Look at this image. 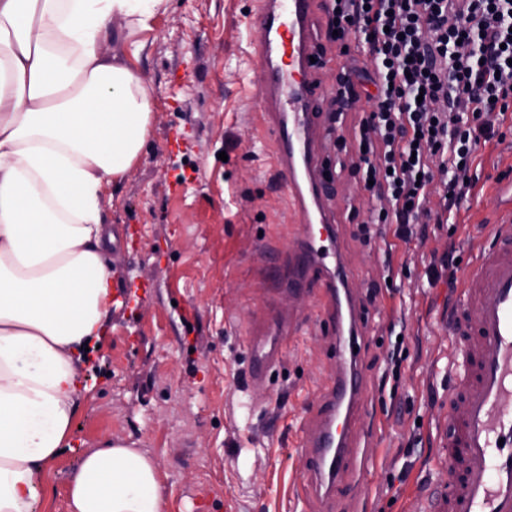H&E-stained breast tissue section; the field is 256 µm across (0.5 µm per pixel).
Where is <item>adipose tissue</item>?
Returning <instances> with one entry per match:
<instances>
[{
	"label": "adipose tissue",
	"mask_w": 512,
	"mask_h": 512,
	"mask_svg": "<svg viewBox=\"0 0 512 512\" xmlns=\"http://www.w3.org/2000/svg\"><path fill=\"white\" fill-rule=\"evenodd\" d=\"M170 0H0V512H34L71 447L82 365L112 309L104 184L142 150L153 97L108 57ZM70 512H165L156 461L122 442L84 451Z\"/></svg>",
	"instance_id": "adipose-tissue-1"
}]
</instances>
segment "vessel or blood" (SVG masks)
Returning a JSON list of instances; mask_svg holds the SVG:
<instances>
[{
	"mask_svg": "<svg viewBox=\"0 0 512 512\" xmlns=\"http://www.w3.org/2000/svg\"><path fill=\"white\" fill-rule=\"evenodd\" d=\"M315 0H259L249 46L266 69L256 96L275 147L285 195L302 233L271 278L280 294L313 290L326 335L336 349L337 375L326 384L321 409L303 446L321 488L334 485L353 445L351 425L368 397L359 363L360 300L336 244L335 213L324 196L325 152L320 105L333 89L318 82ZM450 318L457 359L448 399V434L441 445L463 462L461 477L436 489L417 512H512V210L479 232ZM293 320L266 311L248 332V382L259 385L280 361Z\"/></svg>",
	"mask_w": 512,
	"mask_h": 512,
	"instance_id": "1",
	"label": "vessel or blood"
}]
</instances>
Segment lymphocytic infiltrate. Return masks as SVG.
<instances>
[{
    "instance_id": "f902f5d3",
    "label": "lymphocytic infiltrate",
    "mask_w": 512,
    "mask_h": 512,
    "mask_svg": "<svg viewBox=\"0 0 512 512\" xmlns=\"http://www.w3.org/2000/svg\"><path fill=\"white\" fill-rule=\"evenodd\" d=\"M327 28L361 33L373 70L339 77L342 107L355 82L373 86L354 144L334 140L328 176L351 170L361 190L383 200L361 225L364 240L393 226L408 242L416 215L437 226L457 222L477 175L482 145L512 110V0H328ZM357 160L346 163L347 151ZM442 188L429 209L427 188Z\"/></svg>"
}]
</instances>
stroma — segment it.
<instances>
[{
	"instance_id": "obj_1",
	"label": "stroma",
	"mask_w": 512,
	"mask_h": 512,
	"mask_svg": "<svg viewBox=\"0 0 512 512\" xmlns=\"http://www.w3.org/2000/svg\"><path fill=\"white\" fill-rule=\"evenodd\" d=\"M256 10L257 0H170L135 35L112 26L106 54L133 65L154 98L144 148L102 189L105 223L130 225L136 242L112 262L131 300L112 310V330L83 368L75 448L55 462L35 512H68L80 451L108 440L158 461L166 512H316L296 493L310 482L302 443L338 367L315 300L272 293L267 275L271 254H285L301 227L254 96L263 70L248 46ZM326 21L316 9L322 83L336 85L353 67L371 70L360 41L325 40ZM478 161L456 233L400 245L389 265L382 240L364 242L358 230L376 199L348 171L331 186L342 261L364 300L361 362L374 394L332 512H412L426 486L448 483L438 445L448 425L457 284L429 285L426 272L431 257L450 251L469 263L476 226L512 207V130L481 147ZM272 305L300 324L255 388L246 382V331ZM399 322L407 357L396 379L390 328Z\"/></svg>"
}]
</instances>
